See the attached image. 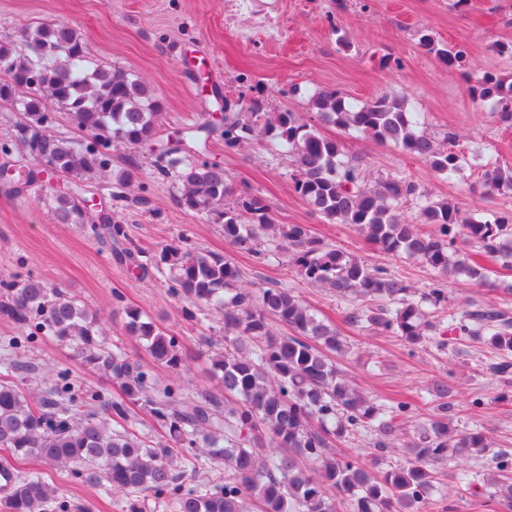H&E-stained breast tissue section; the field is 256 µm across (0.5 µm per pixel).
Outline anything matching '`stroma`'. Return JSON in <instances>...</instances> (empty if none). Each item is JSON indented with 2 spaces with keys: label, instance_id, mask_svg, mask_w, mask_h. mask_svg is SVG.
Here are the masks:
<instances>
[{
  "label": "stroma",
  "instance_id": "obj_1",
  "mask_svg": "<svg viewBox=\"0 0 512 512\" xmlns=\"http://www.w3.org/2000/svg\"><path fill=\"white\" fill-rule=\"evenodd\" d=\"M0 0V41L15 39L27 27L43 22H69L88 44L93 59L142 78L161 101L166 114L159 132L163 140L179 130L211 120L203 100L220 91L230 104L247 107L262 99L264 109L300 113L319 131L343 142L347 153L362 156L373 176L406 173L433 198L448 199L485 217L512 214V195L484 197L471 190L477 168L448 177L422 161L355 134L320 123L310 99L333 87L357 103L386 88L404 91L411 108L436 138L454 134L465 156L482 153L512 167V129L498 122L489 103L470 93L485 72L512 82V56L494 46L512 41V0ZM430 30L441 44L467 51L466 69L448 68L436 55L418 46L420 30ZM399 59L384 69L380 58ZM210 158L223 162L236 189L262 195L280 224L307 225L313 237L385 267L419 290L435 282L427 266L390 254L365 241L348 224H331L299 198L291 182V161L285 151H272L269 140L241 149H224L222 133L209 143ZM152 145H120L112 150V177L131 170L136 184L130 201L111 202L128 237L153 254L165 245L226 256L239 269L241 281L258 289L272 285L295 289L320 318L337 327L349 347L339 364L367 394L401 398L416 405V423L425 422L432 405L426 388L436 379L454 375L464 408L463 423L488 430L495 450H512V386L502 387L487 366L483 345L475 342L432 344L412 350L396 336L351 325L346 308L327 289L307 284L288 252L276 251L260 260L224 240L214 217L179 207V185L154 169ZM57 183L38 182L18 197L0 193V279L34 274L59 283L104 318L105 338L120 345L141 363L145 351L125 330L126 312L133 309L178 336L189 367L178 384L183 400L201 392H219L209 372L213 351L224 346V322L208 316L184 318L182 298L169 293L159 274L139 277L118 263L108 244L84 235L78 225L58 223L52 198ZM495 289L447 282L450 303L462 298L492 300L512 310V268L494 264ZM14 358L23 364L15 378L22 388L40 396L56 370L65 368L78 391L105 390L115 396L116 383L83 369L68 346L54 337L21 347ZM481 408H471L472 399ZM459 461L441 468L431 498L447 512H482L477 496L460 490ZM22 471L42 472L59 493L89 512H126L122 496H106L99 488L71 481L66 472L35 460H20Z\"/></svg>",
  "mask_w": 512,
  "mask_h": 512
}]
</instances>
